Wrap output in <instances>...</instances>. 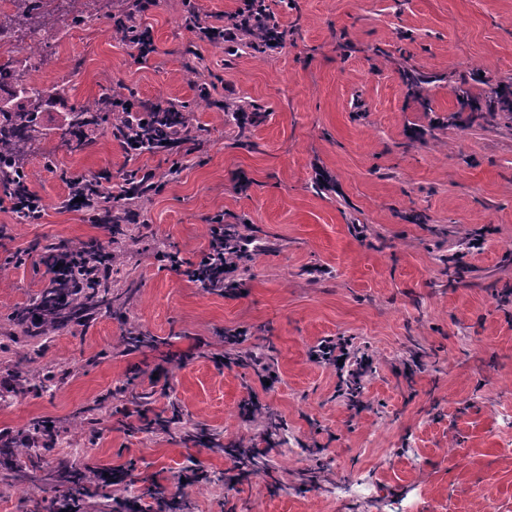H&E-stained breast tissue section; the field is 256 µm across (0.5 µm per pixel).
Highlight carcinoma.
I'll use <instances>...</instances> for the list:
<instances>
[{"mask_svg": "<svg viewBox=\"0 0 512 512\" xmlns=\"http://www.w3.org/2000/svg\"><path fill=\"white\" fill-rule=\"evenodd\" d=\"M63 0H10L11 12L0 11V37L18 45L20 33L26 31L30 39H35L39 31L54 28L57 25L59 4ZM120 8L107 14L113 22V32L121 41L131 44L129 26L126 23L130 15L126 0H117ZM53 46L27 45L20 48L22 57L0 61V90L6 93L0 96V190L10 201L22 200L29 188L30 173L26 170L23 157L31 146L41 140H58L72 151L83 149L81 139L83 129L100 120L109 122L113 137L125 138L135 132L139 141L150 147L156 140L169 135L172 130L185 133L191 128L190 113L172 104L160 112H155L149 121L138 123L128 119L125 112L112 111V88L104 91L91 102L75 106L68 112L67 118L56 131L44 130L41 113L44 106L52 103L57 88L41 87L33 80V73L44 64L45 49ZM486 99L489 105H508L512 103V85L507 86L498 79L487 76ZM126 198L122 211L131 214L150 197L153 188L152 176L130 170L124 178ZM73 191L81 194L88 192L103 217L110 214L114 207L113 195L100 189V184L77 185ZM137 240L129 224L112 223L111 244L102 246L96 242H70L60 240L42 247L43 257L51 254H68L74 258L73 268L67 279L51 280L29 303L17 310L11 319V328L4 338L16 344L24 338L30 347L24 352H14L13 356L0 362L7 365L15 387L0 391V400L4 393L16 390L47 391L59 386L70 374L66 365L54 364L36 366L41 358V349L32 341L44 336H56L69 332L73 327L88 322L95 315L112 311L117 301L115 292L119 291L120 280L113 276L112 244L128 243ZM57 439L55 426L37 422L25 433L16 437L0 435V473L11 477L37 468L38 450L51 448ZM63 478L74 484L98 483L99 473L88 468H62Z\"/></svg>", "mask_w": 512, "mask_h": 512, "instance_id": "1", "label": "carcinoma"}]
</instances>
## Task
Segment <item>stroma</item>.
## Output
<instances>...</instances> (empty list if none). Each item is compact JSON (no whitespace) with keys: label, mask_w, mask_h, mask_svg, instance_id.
I'll return each instance as SVG.
<instances>
[{"label":"stroma","mask_w":512,"mask_h":512,"mask_svg":"<svg viewBox=\"0 0 512 512\" xmlns=\"http://www.w3.org/2000/svg\"><path fill=\"white\" fill-rule=\"evenodd\" d=\"M242 4L136 10L155 47L145 57L107 19L59 14L60 41L35 74L59 90L45 127L119 81L120 99L187 106L196 129L179 151L135 155L98 127L84 151L57 147L51 167L48 142L33 145L44 216L22 224L0 206V327L48 284L40 245L108 241L69 207L71 178L107 171L116 184L142 169L158 188L118 259L129 305L51 337L43 362L81 369L60 389L0 400V432L55 424L47 471L74 458L125 466L124 483L96 495L110 506L175 496L182 512H512V112L488 109L483 85L512 83V0H266L281 47L230 55L201 37ZM228 104L250 120L229 119ZM216 220L263 246L235 292L156 253L161 243L197 264ZM133 326L151 343L126 353ZM232 332L241 346L225 345ZM328 342L367 369L352 378L314 362ZM106 395L96 443L76 454L77 412ZM253 396L261 407L244 417ZM174 405L213 447L150 429ZM234 448L257 449L261 482L238 474ZM191 468L204 480L179 481ZM366 480L377 494L354 510ZM64 491L0 480V512H44L45 494Z\"/></svg>","instance_id":"35a3bbf8"}]
</instances>
